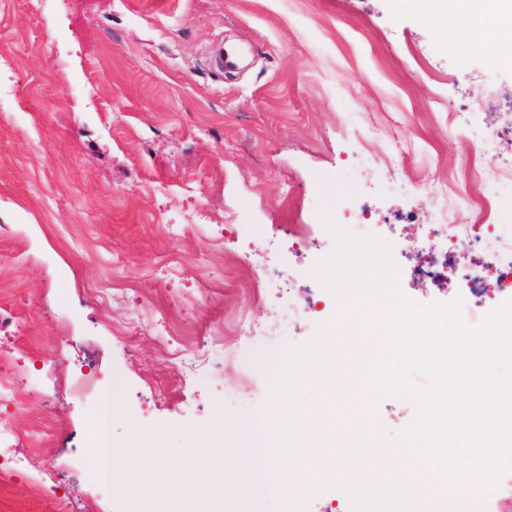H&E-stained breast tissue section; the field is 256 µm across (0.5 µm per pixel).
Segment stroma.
<instances>
[{"instance_id":"1","label":"stroma","mask_w":512,"mask_h":512,"mask_svg":"<svg viewBox=\"0 0 512 512\" xmlns=\"http://www.w3.org/2000/svg\"><path fill=\"white\" fill-rule=\"evenodd\" d=\"M0 46L16 58L0 77V306L17 319L24 352L18 405L0 407V422L55 432L26 472L8 474L0 512H52L66 491L84 512H125L127 485H94L80 470L100 388L115 395L117 453L138 452L149 435L190 447L220 415L264 424L270 383L237 385L228 362L185 385L162 364L155 323L177 314L186 332H219L245 315L274 333L238 348L310 340L339 310L324 290L316 312L296 311L315 279L282 287L295 254L277 225H313V265L335 246L319 218L330 211L354 235L394 244L407 297L454 300L448 286L461 267L437 286L412 273L433 213L412 186L432 172L477 192L461 162L488 131L512 159V63L490 46L443 48L391 0H43L35 14L0 0ZM459 70L470 81H456ZM487 82L498 96H485ZM452 109L467 112L453 133ZM373 128L384 137L369 138ZM393 136L410 149L395 178L375 161ZM352 200L369 220L350 217ZM193 206L211 215L210 240L171 243L167 225ZM241 250L262 261L265 287L231 260ZM206 269L221 273L222 291L203 304ZM114 279L123 299L92 300ZM133 317V342L117 338ZM363 413L394 433L414 406L389 395ZM46 471L53 478L35 493L31 479ZM153 471L162 484L195 481L193 512L219 498L218 478L193 475L186 461L160 457Z\"/></svg>"}]
</instances>
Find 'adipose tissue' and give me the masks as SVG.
I'll list each match as a JSON object with an SVG mask.
<instances>
[{
  "mask_svg": "<svg viewBox=\"0 0 512 512\" xmlns=\"http://www.w3.org/2000/svg\"><path fill=\"white\" fill-rule=\"evenodd\" d=\"M489 6V0H393L396 13L419 16L443 45L478 50L492 43L500 51L512 52V24L503 23L494 32L483 27L482 17Z\"/></svg>",
  "mask_w": 512,
  "mask_h": 512,
  "instance_id": "1",
  "label": "adipose tissue"
}]
</instances>
